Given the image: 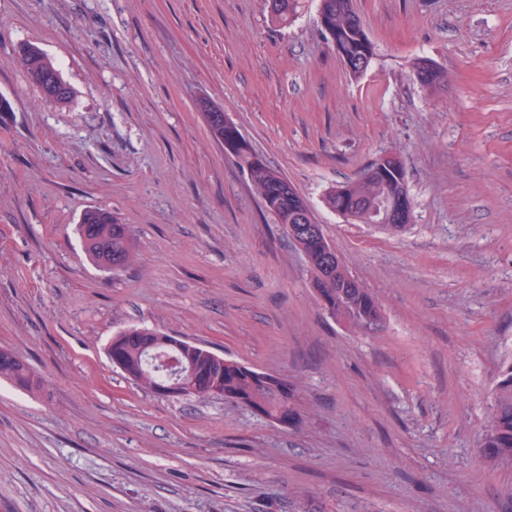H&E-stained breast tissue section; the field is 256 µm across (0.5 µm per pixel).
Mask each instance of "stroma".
I'll return each mask as SVG.
<instances>
[{"instance_id": "1", "label": "stroma", "mask_w": 512, "mask_h": 512, "mask_svg": "<svg viewBox=\"0 0 512 512\" xmlns=\"http://www.w3.org/2000/svg\"><path fill=\"white\" fill-rule=\"evenodd\" d=\"M356 5L375 57L353 79L318 0L285 27L265 0H0V347L42 381L0 379V512H512V464L479 453L512 365V0ZM29 42L69 107L26 81ZM202 98L308 204L378 329L321 308ZM395 149L411 224L325 208ZM91 207L130 228V267L85 256ZM133 326L287 379L302 424L141 388L106 353Z\"/></svg>"}]
</instances>
